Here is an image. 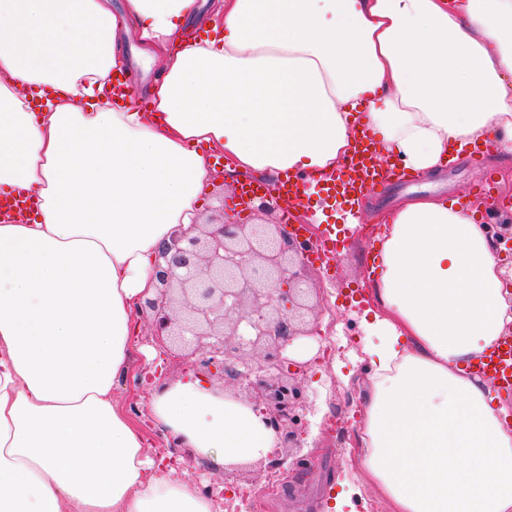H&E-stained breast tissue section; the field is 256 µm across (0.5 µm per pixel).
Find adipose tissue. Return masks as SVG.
I'll list each match as a JSON object with an SVG mask.
<instances>
[{
    "label": "adipose tissue",
    "instance_id": "ef3b65f1",
    "mask_svg": "<svg viewBox=\"0 0 512 512\" xmlns=\"http://www.w3.org/2000/svg\"><path fill=\"white\" fill-rule=\"evenodd\" d=\"M135 34L162 81L128 86ZM224 82L215 102L195 87ZM437 176L485 142L512 156V0H0V512H216L171 475L116 389L171 231L200 224L211 159L336 179L359 132ZM355 461L334 512H512V393L477 365L512 333V284L475 207L374 212ZM155 428L215 470L277 437L201 379L157 385Z\"/></svg>",
    "mask_w": 512,
    "mask_h": 512
}]
</instances>
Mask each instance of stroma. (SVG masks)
<instances>
[{
  "mask_svg": "<svg viewBox=\"0 0 512 512\" xmlns=\"http://www.w3.org/2000/svg\"><path fill=\"white\" fill-rule=\"evenodd\" d=\"M486 172L492 173L497 183L491 201L512 203V160L495 161L476 149L445 168L438 180L395 178L385 187L369 191L360 213L370 215L426 190L458 198L464 206L474 205L479 198L468 189ZM374 250V238L360 230L349 231L338 244L337 258L330 267L314 265L312 281L317 294L313 302L320 312L316 333L307 339L314 353L306 360L303 372L306 429L298 450L307 463L300 468L290 459L223 479L225 486L250 492L240 501L238 512H326L327 505L333 504L356 434L351 413L361 405L359 387L340 379L343 373L364 369L355 360L364 331L352 299L363 275L370 271Z\"/></svg>",
  "mask_w": 512,
  "mask_h": 512,
  "instance_id": "1",
  "label": "stroma"
}]
</instances>
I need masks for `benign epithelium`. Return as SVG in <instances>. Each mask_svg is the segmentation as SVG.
<instances>
[{
  "label": "benign epithelium",
  "mask_w": 512,
  "mask_h": 512,
  "mask_svg": "<svg viewBox=\"0 0 512 512\" xmlns=\"http://www.w3.org/2000/svg\"><path fill=\"white\" fill-rule=\"evenodd\" d=\"M248 210L253 224L220 211L175 230L155 259V297L139 311L149 312L156 344L236 387L238 400L265 415L278 447L299 448L307 394L287 348L314 334L306 258L317 239L293 237L268 201Z\"/></svg>",
  "instance_id": "obj_1"
}]
</instances>
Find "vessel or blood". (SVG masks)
<instances>
[{"instance_id":"vessel-or-blood-1","label":"vessel or blood","mask_w":512,"mask_h":512,"mask_svg":"<svg viewBox=\"0 0 512 512\" xmlns=\"http://www.w3.org/2000/svg\"><path fill=\"white\" fill-rule=\"evenodd\" d=\"M386 172L376 163V154L368 137H361L346 166L343 175L333 182L320 185V192L330 197L342 198L349 206H358L366 191L385 184ZM310 176L285 177L278 181L277 188L287 206L305 205L308 198L305 188ZM479 370L498 382L501 387L512 389V337H503L497 348L484 360Z\"/></svg>"}]
</instances>
